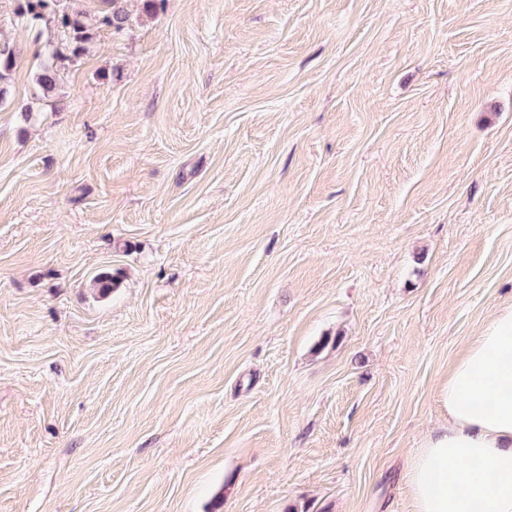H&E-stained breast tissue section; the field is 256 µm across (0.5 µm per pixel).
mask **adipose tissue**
I'll use <instances>...</instances> for the list:
<instances>
[{"instance_id": "ef3b65f1", "label": "adipose tissue", "mask_w": 512, "mask_h": 512, "mask_svg": "<svg viewBox=\"0 0 512 512\" xmlns=\"http://www.w3.org/2000/svg\"><path fill=\"white\" fill-rule=\"evenodd\" d=\"M439 399L448 423L404 473L413 512H512V308L452 364Z\"/></svg>"}]
</instances>
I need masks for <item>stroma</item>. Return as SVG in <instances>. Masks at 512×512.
Here are the masks:
<instances>
[{"instance_id": "stroma-1", "label": "stroma", "mask_w": 512, "mask_h": 512, "mask_svg": "<svg viewBox=\"0 0 512 512\" xmlns=\"http://www.w3.org/2000/svg\"><path fill=\"white\" fill-rule=\"evenodd\" d=\"M19 4L0 512H412L512 307V0H70L75 60ZM106 11L102 24L112 29L114 33H122L128 25L129 16L125 9V0H103Z\"/></svg>"}]
</instances>
